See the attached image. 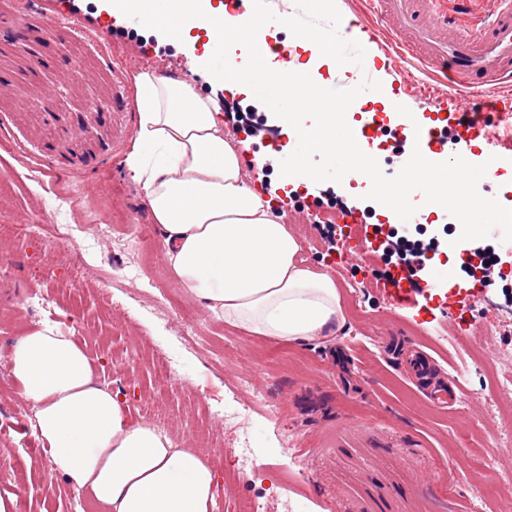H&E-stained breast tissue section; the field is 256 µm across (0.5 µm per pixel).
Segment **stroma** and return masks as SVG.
Wrapping results in <instances>:
<instances>
[{
  "instance_id": "obj_1",
  "label": "stroma",
  "mask_w": 512,
  "mask_h": 512,
  "mask_svg": "<svg viewBox=\"0 0 512 512\" xmlns=\"http://www.w3.org/2000/svg\"><path fill=\"white\" fill-rule=\"evenodd\" d=\"M64 0L60 11L77 16L66 35L48 23L51 8L19 16L16 0H0V78L12 91L0 94V225L14 224L21 212L36 224L63 222L68 234L39 238L15 234L0 246L8 260L0 268V496L16 495V512H96L83 494L51 476L53 464L32 435L30 408L8 362L19 336L52 320L72 329L97 364V380L125 401L133 419H159L174 445L211 452L223 436L224 453L215 457L214 512H240L255 501L258 512H284L294 498L301 512H512V443L499 442V419L491 405L511 399L512 391L491 392V376L503 366L493 357L498 346H512V335L494 327V316L476 300L466 306L448 301L447 289L434 287L422 312L400 319L388 296L361 289L347 308L350 328L316 345L267 343L243 330L212 320L201 304L180 288L167 266L156 224L141 193L131 184L125 156L137 124L133 90L116 72L128 60L147 62L170 76L192 61L196 90L218 104H253L254 96L225 89L203 67L201 41L159 46L157 38L129 42L128 19L98 0ZM109 29L111 53L94 38ZM383 86L378 97L408 107L417 123L443 121L444 108L404 84L385 56L363 66ZM54 89L49 106L41 100ZM124 99V111L113 110ZM239 141L242 169L252 189L275 209L305 199V223H292L301 238L315 234L316 203L323 184L289 185L262 172L271 146ZM470 163L492 161L494 174L485 197L512 199V151L473 132ZM127 186L130 203H117L127 221L112 227L107 243L94 245L79 214L56 218L52 195ZM42 292L43 308L25 298ZM194 320L185 331L182 312ZM492 329L486 339L488 373L468 368L450 345L431 346L440 373H453L459 386L454 409L430 407L420 387L382 348L385 336L412 322L431 331L456 327L458 316ZM177 360L173 378L159 381L149 355ZM265 405L248 417L255 460L245 480L231 457L235 429L214 421L225 405L250 403L253 389ZM280 447L268 456L269 445ZM277 492H269V485Z\"/></svg>"
}]
</instances>
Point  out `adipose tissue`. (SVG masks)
I'll return each mask as SVG.
<instances>
[{
  "instance_id": "ef3b65f1",
  "label": "adipose tissue",
  "mask_w": 512,
  "mask_h": 512,
  "mask_svg": "<svg viewBox=\"0 0 512 512\" xmlns=\"http://www.w3.org/2000/svg\"><path fill=\"white\" fill-rule=\"evenodd\" d=\"M133 84L138 119L126 170L180 288L212 319L270 342L311 345L344 331L335 279L308 265L270 199L244 185L213 99L148 69ZM9 366L55 473L97 512H214L208 455L132 420L71 333L42 323L13 344Z\"/></svg>"
}]
</instances>
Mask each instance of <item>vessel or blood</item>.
<instances>
[{
	"label": "vessel or blood",
	"instance_id": "b4317fda",
	"mask_svg": "<svg viewBox=\"0 0 512 512\" xmlns=\"http://www.w3.org/2000/svg\"><path fill=\"white\" fill-rule=\"evenodd\" d=\"M378 27L369 31L388 56L410 62L416 71L448 88L454 99L468 100L477 92L487 97L469 108L458 126L478 129L486 113L497 111L491 90L512 85V0H495L484 12H475L477 0H367ZM406 141H418L423 156H430L439 142L434 128L404 123ZM387 292L395 307H417L418 290L394 280ZM390 351L402 356L407 371L420 387L442 405H454L457 392L450 380L438 377L433 360L421 350L415 336H391Z\"/></svg>",
	"mask_w": 512,
	"mask_h": 512
}]
</instances>
